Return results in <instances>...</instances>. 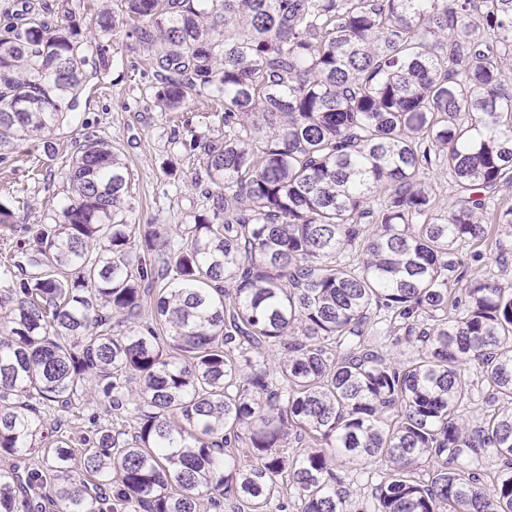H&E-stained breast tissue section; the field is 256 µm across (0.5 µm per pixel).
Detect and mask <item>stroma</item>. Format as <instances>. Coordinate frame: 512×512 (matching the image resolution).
Listing matches in <instances>:
<instances>
[{
    "mask_svg": "<svg viewBox=\"0 0 512 512\" xmlns=\"http://www.w3.org/2000/svg\"><path fill=\"white\" fill-rule=\"evenodd\" d=\"M109 46V67L104 79L95 81L82 111L75 114L69 128L57 132V152L49 162L57 171L68 164L76 140L83 133L82 122H89L100 136L112 139L124 153L129 171L127 214L132 224H185L193 213L201 211L205 199L195 177L201 170L199 160L179 155L171 141L174 128L191 121L202 135L216 137L219 124H205L210 110L206 101H191L183 111L162 113L150 107L155 83L149 51L127 38L125 27H116L103 38ZM38 144L21 147L11 166H0V202L24 201L23 216L32 224L43 219L50 205L65 197L60 180L35 179L32 168L41 154ZM177 162L180 179L171 185L162 170L166 159Z\"/></svg>",
    "mask_w": 512,
    "mask_h": 512,
    "instance_id": "obj_1",
    "label": "stroma"
}]
</instances>
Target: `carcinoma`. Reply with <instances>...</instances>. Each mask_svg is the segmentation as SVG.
<instances>
[{"label":"carcinoma","instance_id":"carcinoma-1","mask_svg":"<svg viewBox=\"0 0 512 512\" xmlns=\"http://www.w3.org/2000/svg\"><path fill=\"white\" fill-rule=\"evenodd\" d=\"M121 12L95 28L153 48L154 107H223L221 137L173 136L213 204L130 224L120 152L76 143L65 199L21 225L13 266L33 272L0 271V512H512V282L472 249L494 228L512 251V206L491 207L512 186V0ZM50 13L0 22L1 164L29 141L53 157L106 68ZM468 368L492 407L472 427ZM94 400L107 418L76 438L44 421Z\"/></svg>","mask_w":512,"mask_h":512}]
</instances>
